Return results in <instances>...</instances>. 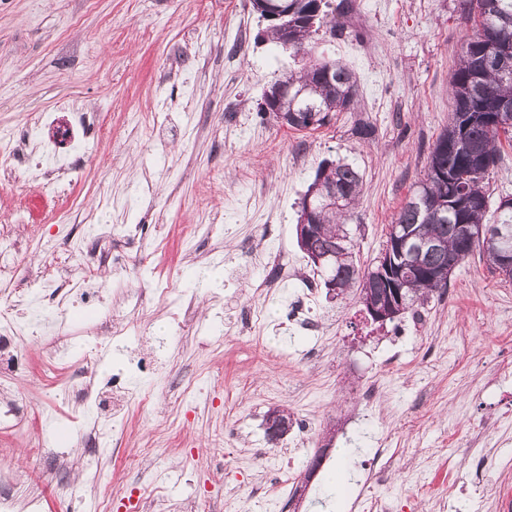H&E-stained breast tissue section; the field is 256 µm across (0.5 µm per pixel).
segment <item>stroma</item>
I'll list each match as a JSON object with an SVG mask.
<instances>
[{
    "label": "stroma",
    "mask_w": 512,
    "mask_h": 512,
    "mask_svg": "<svg viewBox=\"0 0 512 512\" xmlns=\"http://www.w3.org/2000/svg\"><path fill=\"white\" fill-rule=\"evenodd\" d=\"M262 28L250 0H0V152L42 113L67 129L75 112L95 120L57 138L81 163L55 183L24 158L0 175V266L41 313L0 334V405L17 414L0 425L8 496L40 497L41 512H97L106 488L112 512L125 497L147 512H277L292 483L297 512H365L366 490L394 512H512V282L475 254L444 295L379 326L357 293L329 297L296 239L319 164L343 160L363 177L355 259L376 264L448 125L473 24L460 0H352L299 54ZM319 56L355 72L358 111L315 131L261 117L264 91ZM361 118L375 141L353 137ZM36 195L49 206L35 220ZM100 236L141 264L85 266ZM66 280L81 290L61 339L50 294ZM309 290L303 330L291 303ZM114 314L132 336H113ZM58 342L92 357L90 396L43 376L40 353ZM275 407L292 427L273 444ZM101 418L122 446L89 463L79 433Z\"/></svg>",
    "instance_id": "obj_1"
}]
</instances>
